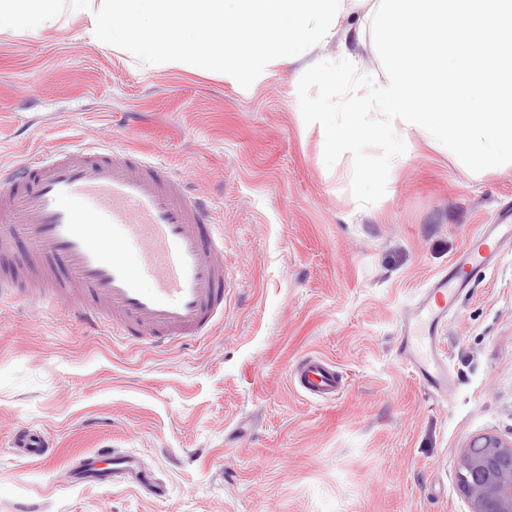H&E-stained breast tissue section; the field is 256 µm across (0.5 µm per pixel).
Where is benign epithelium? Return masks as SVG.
Returning a JSON list of instances; mask_svg holds the SVG:
<instances>
[{
  "label": "benign epithelium",
  "mask_w": 512,
  "mask_h": 512,
  "mask_svg": "<svg viewBox=\"0 0 512 512\" xmlns=\"http://www.w3.org/2000/svg\"><path fill=\"white\" fill-rule=\"evenodd\" d=\"M459 485L471 512H512V441L486 437L479 449H465Z\"/></svg>",
  "instance_id": "obj_1"
}]
</instances>
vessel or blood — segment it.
<instances>
[{
    "label": "vessel or blood",
    "mask_w": 512,
    "mask_h": 512,
    "mask_svg": "<svg viewBox=\"0 0 512 512\" xmlns=\"http://www.w3.org/2000/svg\"><path fill=\"white\" fill-rule=\"evenodd\" d=\"M32 248L14 258L40 300H68L88 324L110 325L146 348L188 343L224 318V231L209 205L166 165L114 143L64 147L12 171L0 170V255L16 234ZM512 242L485 224L470 237L457 270L435 278L401 320L400 349L425 390L447 399L452 386L438 331L459 296L485 276ZM298 382L309 395L336 397L330 363L307 360Z\"/></svg>",
    "instance_id": "1"
}]
</instances>
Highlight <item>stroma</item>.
Instances as JSON below:
<instances>
[{
  "instance_id": "stroma-1",
  "label": "stroma",
  "mask_w": 512,
  "mask_h": 512,
  "mask_svg": "<svg viewBox=\"0 0 512 512\" xmlns=\"http://www.w3.org/2000/svg\"><path fill=\"white\" fill-rule=\"evenodd\" d=\"M339 38L249 88L143 65L83 22L0 33V169L115 141L179 173L224 227V318L164 350L114 339L64 303L0 298V512H470V442L512 440V244L448 316L452 402L398 351L400 316L469 235L512 211V167L474 175L412 135L363 206L353 158L326 166L298 82ZM343 377L331 400L294 379L306 357ZM43 434L47 458L12 446ZM128 452L166 487L74 483L95 449Z\"/></svg>"
}]
</instances>
